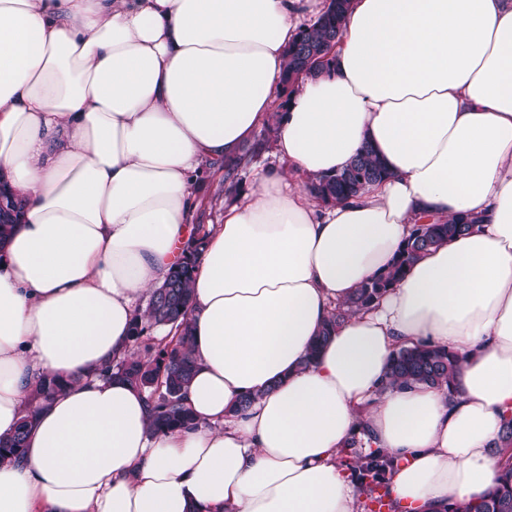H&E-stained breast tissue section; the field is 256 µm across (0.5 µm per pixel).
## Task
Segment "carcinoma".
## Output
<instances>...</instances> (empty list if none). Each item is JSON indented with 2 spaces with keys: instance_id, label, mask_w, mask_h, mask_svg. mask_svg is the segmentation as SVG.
<instances>
[{
  "instance_id": "obj_1",
  "label": "carcinoma",
  "mask_w": 512,
  "mask_h": 512,
  "mask_svg": "<svg viewBox=\"0 0 512 512\" xmlns=\"http://www.w3.org/2000/svg\"><path fill=\"white\" fill-rule=\"evenodd\" d=\"M350 0H331L326 11L301 32L288 48V64L282 77V85L291 82L296 74L305 69L311 50L333 41L340 43L343 21ZM280 121V113L270 116L262 134L236 159L224 161V190L232 195L241 186L239 169L248 162V157L258 155L270 147ZM387 170L373 148L364 146L342 171L324 177L314 190L326 201L346 200L367 186L381 182ZM19 210L15 201L6 192H0V242L10 234L17 221ZM481 223L475 217L468 222L453 219L446 224H425L410 236L399 250L390 270L362 283L353 295L330 316L311 353L330 338L334 329L350 315L369 308L389 288L393 287L406 270L440 243L461 235ZM191 265L185 263L172 270L165 281L150 292L148 303L141 316L131 328L130 343L142 344L148 331L157 326H168L173 336L165 344H147L144 355H135L128 360L108 365L104 373L120 377L132 385L150 391L154 412L150 422L153 433L184 428L194 424V416L182 402V390L190 382L194 372V359L190 350L192 294L190 289ZM460 359L447 349L417 344L401 347L393 355L390 365L389 385L407 387L422 384L453 391ZM163 375V385L154 386L158 375ZM64 381L57 377L42 376L35 381L31 403L51 399L62 390ZM33 427L31 412L20 419L14 431L0 435V462L21 457L27 437ZM500 457L506 459L502 467L499 486L481 504L470 507L456 505L447 512H512V416L505 419L499 441L494 443ZM340 464L350 468L363 488L369 501L381 497L386 487L380 484L381 475L388 470L390 462L381 452L360 456L355 451L343 452Z\"/></svg>"
}]
</instances>
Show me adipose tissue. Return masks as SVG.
Instances as JSON below:
<instances>
[{
  "instance_id": "obj_1",
  "label": "adipose tissue",
  "mask_w": 512,
  "mask_h": 512,
  "mask_svg": "<svg viewBox=\"0 0 512 512\" xmlns=\"http://www.w3.org/2000/svg\"><path fill=\"white\" fill-rule=\"evenodd\" d=\"M329 0H0V435L40 375L0 512H362L340 452L391 462L396 512L497 486L512 414V0H352L328 74L282 90ZM279 163L191 254L190 185L274 108ZM371 144L388 176L325 203ZM477 216L318 351L331 313L416 225ZM192 260L193 427L151 433L146 392L103 378L138 298ZM462 359L455 393L393 388L396 349ZM255 400L241 407L247 395ZM0 243L10 234L17 221L18 206L5 191L0 192ZM65 382L57 377H39L33 386L31 393V404L50 400L62 390Z\"/></svg>"
}]
</instances>
